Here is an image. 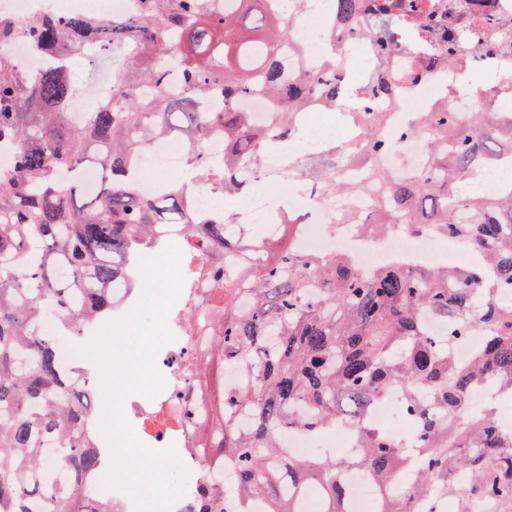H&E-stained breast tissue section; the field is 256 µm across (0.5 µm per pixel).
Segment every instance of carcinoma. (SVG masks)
Wrapping results in <instances>:
<instances>
[{
  "instance_id": "1",
  "label": "carcinoma",
  "mask_w": 512,
  "mask_h": 512,
  "mask_svg": "<svg viewBox=\"0 0 512 512\" xmlns=\"http://www.w3.org/2000/svg\"><path fill=\"white\" fill-rule=\"evenodd\" d=\"M136 0L127 13L78 19L60 15L25 21L0 13V512H110L92 490L107 452L95 445L90 397L83 371L66 369L54 344L40 335L53 313L60 332L81 338L93 320L112 314L114 288H130L141 248L160 224H179L193 245L214 254L208 272L213 299L211 341L195 370L210 412L198 427V445L216 449L214 463L238 462L235 484L216 477L200 482L189 512H295L282 479L305 484L318 476L323 512H345L336 472L350 464L368 471L383 494L381 512H417L420 496L459 492L462 512L482 503L512 500V430L488 412L466 410L468 392L490 385L512 396V187L486 201L470 191L481 169L500 158L498 138L512 139V112L478 109L469 120L452 112H421L418 126L434 135L423 165L403 180L390 178L376 134L353 160L364 176L341 171L348 153L334 146L302 156L298 171L320 189L343 198H371L373 222L349 220L374 233L428 230L470 241L480 259L468 267L408 268L398 261L362 274L347 255L314 257L293 245L255 264L246 254L233 270L221 268L242 230L223 214L194 211L189 185L180 179L140 189V156L166 136L184 138L183 172L192 180L224 183L250 166L255 151L295 133L290 113L315 92L336 98L340 63L326 70L301 68L289 78L282 48L290 26L273 0ZM343 22H353L360 0H337ZM395 19L373 18L360 30L378 40L380 57L371 92L396 90L386 73ZM28 39L37 54L52 53L43 70H23L7 47ZM91 48L112 54L121 75L112 97L76 122L68 112L74 83L69 59ZM176 77L181 94L159 88ZM211 93L223 94L212 112L198 110ZM266 97L278 121L271 136L252 125L242 103ZM224 139V158L208 156L207 141ZM109 160L111 177L96 196L75 184L91 164V149ZM448 325L459 340L480 330L484 348L463 364L434 337L428 318ZM236 366L245 383L213 394L207 372L214 359ZM397 391L403 413L419 433L422 454L413 459L399 440L359 422L368 409ZM250 423L241 427L236 416ZM349 427L363 454L348 462L322 457L303 462L278 446L281 431L314 433L328 424ZM49 464L65 479L47 486L37 474ZM413 479L399 495L391 480Z\"/></svg>"
}]
</instances>
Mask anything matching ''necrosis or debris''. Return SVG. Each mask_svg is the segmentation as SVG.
Returning <instances> with one entry per match:
<instances>
[{
	"label": "necrosis or debris",
	"instance_id": "1",
	"mask_svg": "<svg viewBox=\"0 0 512 512\" xmlns=\"http://www.w3.org/2000/svg\"><path fill=\"white\" fill-rule=\"evenodd\" d=\"M450 4L451 0H361V18L380 13L394 16L400 22L396 37L409 46L408 51L388 55V74L397 90L391 97L381 98L362 90V75L378 59L379 47L374 41L360 37H342L335 0H280L281 14L294 27L288 52L289 69L301 67L320 72L324 59L332 52L343 60V95L333 101L309 97L294 110L292 123L301 129L340 113L341 131L324 132L321 140L348 150L361 146L369 130L378 128L390 146L386 168L397 179L419 168L428 147L426 134L413 129L409 122L412 113L447 110L466 114L478 102L500 108L503 89L512 84V51L469 57V64L496 75L495 83L477 94L465 83L463 67L447 65L445 57L449 33L477 32L482 41H489V15L512 17V0H465L464 10L453 27L448 24ZM131 6L132 0H0L1 13L20 19L54 14L95 15L104 10L123 13ZM258 159L257 169L237 174L251 190L240 198L233 221L258 227L245 242L247 250H256L258 245L279 237L287 214L302 213L306 219L299 226L296 246L304 253L352 255L357 269L364 274L392 260L410 266L435 260L434 237L430 234L398 232L371 238L352 230L336 237L328 235L325 227L335 223V209L325 203L322 194L304 188L300 176L286 174L288 156L263 150ZM206 303L205 293L198 285L191 295L179 296L166 319L173 339L155 355V366L166 385L155 397L135 394L126 402L127 421L143 445L156 450L171 446L180 452L188 471L185 484L189 487L215 474L210 459L196 448L194 441V427L206 419L208 404L194 401L193 415L189 418L183 409L188 384L193 379L192 370L210 340L200 317ZM282 445L296 459L316 456L335 446L352 458L361 453L354 436L334 428L316 438L291 430L283 436ZM338 481L345 491L346 512H379L382 494L364 469L354 465L344 467Z\"/></svg>",
	"mask_w": 512,
	"mask_h": 512
}]
</instances>
